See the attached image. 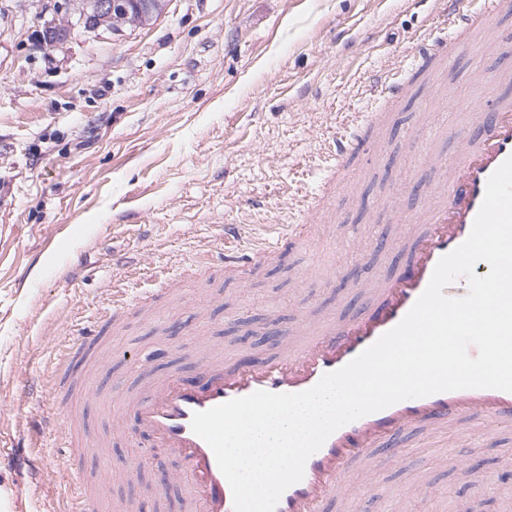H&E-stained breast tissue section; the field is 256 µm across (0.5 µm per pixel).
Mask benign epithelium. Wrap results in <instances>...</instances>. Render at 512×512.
<instances>
[{"mask_svg": "<svg viewBox=\"0 0 512 512\" xmlns=\"http://www.w3.org/2000/svg\"><path fill=\"white\" fill-rule=\"evenodd\" d=\"M169 0H53L49 15L41 16L45 42L62 44L75 30L121 34L161 16Z\"/></svg>", "mask_w": 512, "mask_h": 512, "instance_id": "7a95c632", "label": "benign epithelium"}]
</instances>
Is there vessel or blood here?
<instances>
[{
  "label": "vessel or blood",
  "mask_w": 512,
  "mask_h": 512,
  "mask_svg": "<svg viewBox=\"0 0 512 512\" xmlns=\"http://www.w3.org/2000/svg\"><path fill=\"white\" fill-rule=\"evenodd\" d=\"M512 0H473L462 10L458 0H447L441 23L422 39L410 67L414 74L436 78L442 62L468 47L477 37L489 34L495 15L511 10ZM486 95L472 114L473 125L482 131L479 139L463 138L451 160L425 151L423 160L438 172V182L419 216L408 226L406 237L397 242L405 258L392 275L367 283L369 300L362 309L340 321L311 327L303 338L285 331L281 350L271 357L238 363L211 354L205 341H198L200 356L195 376L172 372L137 392L117 390L112 401H100L102 410L113 414V434L149 443L171 453L182 462L174 475L186 494V512H234L230 486L220 471L209 445L191 429L192 415L229 400L264 390L297 393L314 386L326 373L336 371L383 334L396 326L425 290L441 257L459 246L469 235L482 204L489 176L512 156V96L502 94L512 83L508 71L484 75ZM383 120L378 112L361 114L352 128L336 140L335 163L319 193L307 204L310 213L324 208L334 193L347 188V171L353 155L377 153L372 132ZM224 265L245 272L283 248L312 246L315 235L310 224H288L272 240H253L249 256L238 253L234 225H225ZM154 294L113 304L108 323L117 322L129 310L153 307ZM103 340L95 330L79 332L72 355L57 372V397L66 403L56 415L51 433L65 450L61 481L80 501L78 512H112L111 501L95 482L78 469L75 460L91 448L108 447V439L89 434L78 413L69 409L74 396L92 399L82 390L74 370L87 353L99 352ZM512 423V392L496 389H466L442 392L396 403L335 431L307 461L303 479L281 495L276 512H327L330 503L351 505V512H365V494L347 481L357 466L374 471L381 467L402 434L473 428L487 434Z\"/></svg>",
  "instance_id": "1"
}]
</instances>
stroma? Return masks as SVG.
<instances>
[{
	"instance_id": "1",
	"label": "stroma",
	"mask_w": 512,
	"mask_h": 512,
	"mask_svg": "<svg viewBox=\"0 0 512 512\" xmlns=\"http://www.w3.org/2000/svg\"><path fill=\"white\" fill-rule=\"evenodd\" d=\"M47 0H0V445L22 452L27 434L58 413L49 371L74 333L131 300L180 281L186 299L164 300L183 329L198 322L190 297L208 296L209 337L225 355L270 354L269 332L316 317L346 316L364 302L354 275L393 272L372 227L390 237L425 205L435 172L425 145L447 149L465 110L441 111L439 84L414 82L379 136L382 160L359 159L348 192L333 204L330 232L287 249L248 275L217 270L181 280L203 253L220 256L224 225L242 245L298 223L329 168L337 138L364 112L382 111L374 81L406 75L417 39L441 14L436 0H170L161 17L123 35L39 39ZM504 69L512 56L486 42L461 51L441 82L470 104L483 95L476 67ZM116 355L85 375L108 396L170 371L191 373L181 337L149 315L129 316L104 340ZM407 454L383 465L368 512H505L512 490V427L469 454L475 476L444 461L451 436L409 435ZM30 498L12 512H58L64 453L52 440L35 451ZM176 457L156 452L132 479L113 478V503L184 512V491L157 486ZM423 473L432 494L408 479Z\"/></svg>"
}]
</instances>
